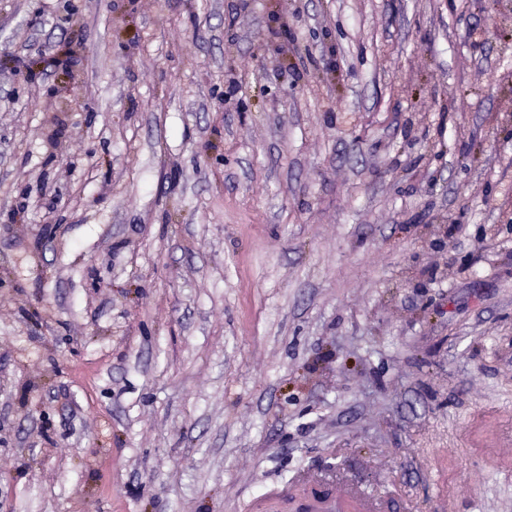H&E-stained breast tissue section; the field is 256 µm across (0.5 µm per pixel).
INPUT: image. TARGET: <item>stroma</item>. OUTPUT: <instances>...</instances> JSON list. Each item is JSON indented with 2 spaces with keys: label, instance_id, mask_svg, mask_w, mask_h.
Returning a JSON list of instances; mask_svg holds the SVG:
<instances>
[{
  "label": "stroma",
  "instance_id": "obj_1",
  "mask_svg": "<svg viewBox=\"0 0 512 512\" xmlns=\"http://www.w3.org/2000/svg\"><path fill=\"white\" fill-rule=\"evenodd\" d=\"M512 512V0H0V512ZM316 494L314 503L307 507H312L320 511L314 512H349L346 511L350 507L348 495L346 492H336V494Z\"/></svg>",
  "mask_w": 512,
  "mask_h": 512
}]
</instances>
